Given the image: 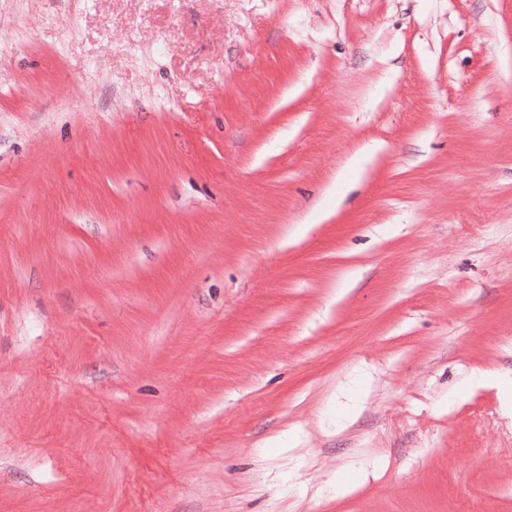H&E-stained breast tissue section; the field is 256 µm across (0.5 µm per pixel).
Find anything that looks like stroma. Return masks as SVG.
Returning <instances> with one entry per match:
<instances>
[{"label":"stroma","instance_id":"obj_1","mask_svg":"<svg viewBox=\"0 0 512 512\" xmlns=\"http://www.w3.org/2000/svg\"><path fill=\"white\" fill-rule=\"evenodd\" d=\"M0 512H512V0H0Z\"/></svg>","mask_w":512,"mask_h":512}]
</instances>
